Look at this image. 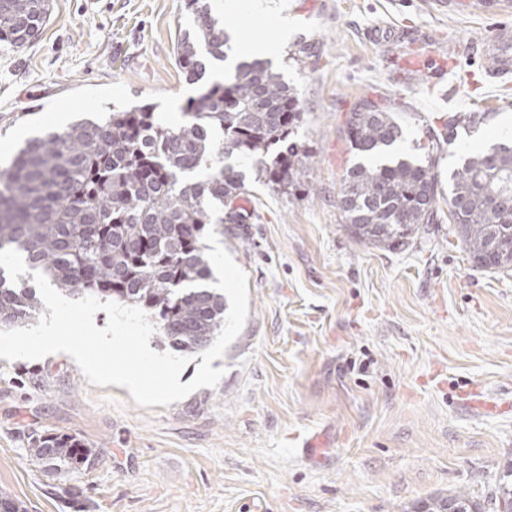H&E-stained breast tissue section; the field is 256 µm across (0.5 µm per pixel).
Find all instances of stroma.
<instances>
[{
	"label": "stroma",
	"instance_id": "stroma-1",
	"mask_svg": "<svg viewBox=\"0 0 512 512\" xmlns=\"http://www.w3.org/2000/svg\"><path fill=\"white\" fill-rule=\"evenodd\" d=\"M186 0H52L41 34L0 41V160L85 112L138 102L181 115L197 85L175 63L191 30ZM213 14L262 38L287 23L274 67L302 120L291 139L314 160L288 192L248 178L234 201L251 218L221 245L248 277L245 324L213 368L218 385L169 406H136L128 389L90 384L56 353L0 358V490L27 512H413L465 490L489 503L512 460V271L469 259L448 222L408 246L353 241L342 175L356 163L345 121L369 98L404 130L396 153L435 157L440 198L469 151L502 143L512 81L490 80L481 47L512 11L431 0H273ZM400 40L373 44L375 26ZM455 112L491 120L438 151L430 131ZM481 388L501 408L467 407ZM92 448L93 469L65 478L32 468L31 434ZM319 439L318 456L302 442Z\"/></svg>",
	"mask_w": 512,
	"mask_h": 512
}]
</instances>
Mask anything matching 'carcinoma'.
I'll return each mask as SVG.
<instances>
[{"label":"carcinoma","instance_id":"1","mask_svg":"<svg viewBox=\"0 0 512 512\" xmlns=\"http://www.w3.org/2000/svg\"><path fill=\"white\" fill-rule=\"evenodd\" d=\"M194 27L178 40L176 65L198 82L207 63L224 61L229 36L206 0H188ZM50 0H6L0 6V40L19 47L49 21ZM491 112L456 113L431 143H450L457 129L488 121ZM298 98L265 59L240 62L235 72L190 98L175 127L155 120L141 103L103 116H79L65 127L27 139L0 168V253L19 256L23 275L0 268V327L33 322L42 303L33 274L42 273L64 297L87 295L138 306L154 320L160 342L194 353L211 345L224 322V294L213 279L205 236L247 216L224 209L245 190L247 174L229 158L255 161L258 180L286 190L299 183L309 156L289 141L299 122ZM350 150L361 161L346 169L339 210L351 237L397 249L422 224L438 219L432 165L390 153L403 137L393 112L365 99L346 122ZM280 146L271 160V147ZM512 147L471 152L448 184V223L471 262L512 269ZM65 436L29 437L28 457L57 475L86 470L92 451L80 454ZM492 496L512 504V461ZM483 512L463 490L430 499L422 512Z\"/></svg>","mask_w":512,"mask_h":512}]
</instances>
